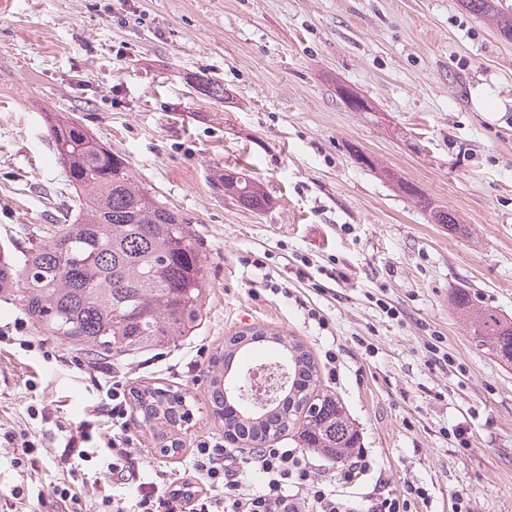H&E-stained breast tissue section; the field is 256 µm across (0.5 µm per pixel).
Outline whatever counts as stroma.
I'll use <instances>...</instances> for the list:
<instances>
[{"instance_id": "stroma-1", "label": "stroma", "mask_w": 512, "mask_h": 512, "mask_svg": "<svg viewBox=\"0 0 512 512\" xmlns=\"http://www.w3.org/2000/svg\"><path fill=\"white\" fill-rule=\"evenodd\" d=\"M219 80L208 98L195 77ZM372 105L354 112L336 89ZM73 113L179 212L208 254L201 323L177 346L96 360L39 335L0 292V512H59L54 443L98 385L187 397L179 451L128 416L132 476L105 455L75 483L89 512L144 482L194 483L223 439L206 374L228 336L302 342L374 461L338 500L419 488L410 512H512V363L472 336L460 290L512 320V41L459 0H7L0 8V252L68 221L46 115ZM388 167L457 230L431 223ZM262 183L248 210L225 170ZM335 362H328V355ZM29 434L21 456L5 432ZM21 499H14L13 489ZM379 172L385 177L394 180L399 191L415 200L422 211H425L426 213L429 212V217L433 223L446 224V226L448 224V228L457 226L458 218L455 216V214L449 212L448 210L440 209V207L432 206V201L428 197L422 194H417L416 188L411 182L397 178V176H395L391 170L385 168L384 166L380 167ZM219 182L224 187V196L236 200L245 208L261 211L271 204L270 198L260 184L245 174L227 170Z\"/></svg>"}]
</instances>
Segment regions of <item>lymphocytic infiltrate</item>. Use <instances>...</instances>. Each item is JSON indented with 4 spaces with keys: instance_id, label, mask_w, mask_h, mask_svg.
<instances>
[{
    "instance_id": "lymphocytic-infiltrate-1",
    "label": "lymphocytic infiltrate",
    "mask_w": 512,
    "mask_h": 512,
    "mask_svg": "<svg viewBox=\"0 0 512 512\" xmlns=\"http://www.w3.org/2000/svg\"><path fill=\"white\" fill-rule=\"evenodd\" d=\"M96 443L108 457L107 468L123 473L130 468L132 438H115L102 433L98 424L83 420L69 429L60 462L69 476H77L78 464L88 461L89 443ZM231 449L223 442L205 439L194 450V467L209 489L207 496L193 498L190 490L150 488L141 490L134 512H211V492L222 491L225 512H345L322 479L310 466L306 450L277 448L267 444L253 451L249 464L261 471L266 481L261 491L253 493L231 476Z\"/></svg>"
}]
</instances>
